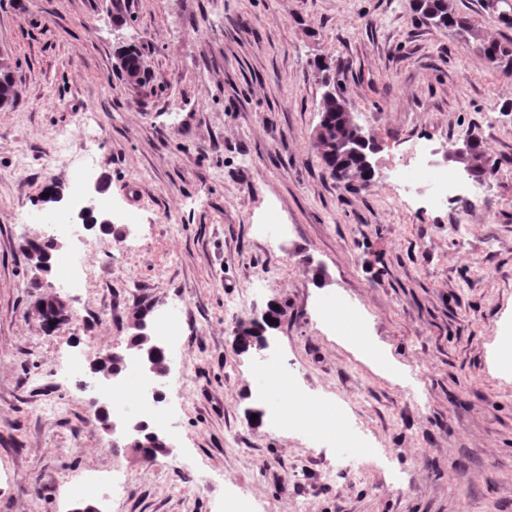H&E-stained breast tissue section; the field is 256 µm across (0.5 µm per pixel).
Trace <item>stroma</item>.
<instances>
[{
    "label": "stroma",
    "mask_w": 512,
    "mask_h": 512,
    "mask_svg": "<svg viewBox=\"0 0 512 512\" xmlns=\"http://www.w3.org/2000/svg\"><path fill=\"white\" fill-rule=\"evenodd\" d=\"M448 3L478 37L419 20L409 0H0L18 90L0 107V512H512V66L479 50L512 41V0ZM129 46L135 85L119 67ZM326 73L378 143L358 190L313 142ZM93 123L104 140L88 152ZM471 135L494 167L481 200L402 197L417 145L454 173L446 153ZM79 164L127 235L64 238L85 278L74 290L22 246L39 215L70 208ZM54 181L63 200L42 202ZM52 293L71 318L48 334L32 308ZM326 297L349 304L370 351L321 319ZM242 298L248 318L282 307L273 360L327 419L320 439L253 389L258 353L234 341ZM144 308L156 322L177 309L182 327L169 450L147 462L112 449L96 412L110 397L64 372L124 348ZM356 431L369 449L342 459L336 442ZM114 472L129 495L79 491Z\"/></svg>",
    "instance_id": "1"
}]
</instances>
